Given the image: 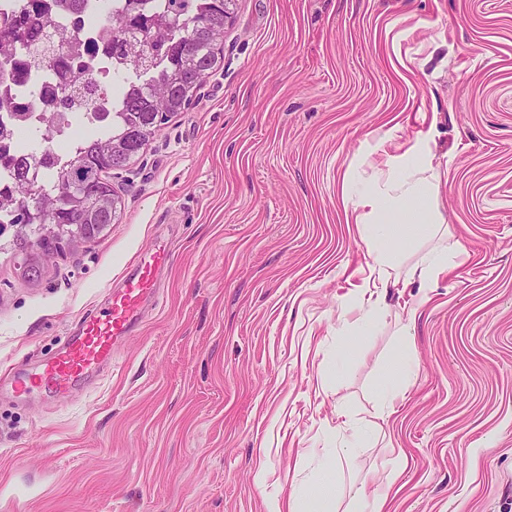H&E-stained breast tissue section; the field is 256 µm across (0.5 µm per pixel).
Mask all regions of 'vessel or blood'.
I'll use <instances>...</instances> for the list:
<instances>
[{
    "label": "vessel or blood",
    "instance_id": "1",
    "mask_svg": "<svg viewBox=\"0 0 512 512\" xmlns=\"http://www.w3.org/2000/svg\"><path fill=\"white\" fill-rule=\"evenodd\" d=\"M169 263L170 252L162 244L138 254L119 287L111 291L106 307L84 316L78 335L69 338L50 360L13 376L11 389L23 395L45 388L63 397L85 377L112 365L119 344L135 332L145 307L156 302L158 275Z\"/></svg>",
    "mask_w": 512,
    "mask_h": 512
}]
</instances>
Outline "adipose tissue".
<instances>
[{
	"mask_svg": "<svg viewBox=\"0 0 512 512\" xmlns=\"http://www.w3.org/2000/svg\"><path fill=\"white\" fill-rule=\"evenodd\" d=\"M371 151H364L340 179V198L346 218L356 225L366 246L369 275L355 298V318L339 315V350H347L359 335L372 328L387 314L378 288L388 287L406 256L414 262L403 278L404 284H418L419 303L428 299L427 290L446 274L452 260L468 255L461 242H449L439 206L442 173L433 164L425 134H416L411 147L400 154H387L381 172L383 182L362 179L361 171L372 164ZM418 309L410 307L396 332V354L380 380L384 404L379 418L400 394L404 380L413 368L410 325ZM363 433L352 430L347 441L333 453L324 455L318 479L302 486L289 503V512H337L343 494L339 459L352 456L362 444Z\"/></svg>",
	"mask_w": 512,
	"mask_h": 512,
	"instance_id": "adipose-tissue-1",
	"label": "adipose tissue"
}]
</instances>
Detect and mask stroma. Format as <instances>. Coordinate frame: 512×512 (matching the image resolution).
<instances>
[{"label":"stroma","instance_id":"obj_1","mask_svg":"<svg viewBox=\"0 0 512 512\" xmlns=\"http://www.w3.org/2000/svg\"><path fill=\"white\" fill-rule=\"evenodd\" d=\"M424 112L469 256L430 288L381 422L417 290L388 288L384 323L337 357L368 275L339 182L368 142L410 145ZM112 184L117 224L39 283L0 253V373L51 358L139 252L173 253L114 367L64 399L0 387V484L36 489L9 512H270L345 419L367 438L344 485L369 496L404 468L387 512H512V0H234L220 69Z\"/></svg>","mask_w":512,"mask_h":512}]
</instances>
